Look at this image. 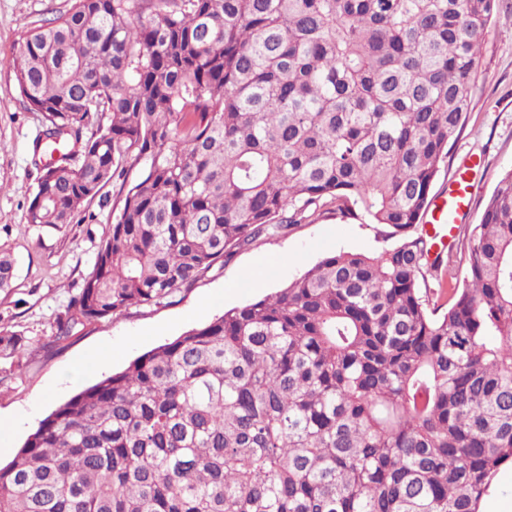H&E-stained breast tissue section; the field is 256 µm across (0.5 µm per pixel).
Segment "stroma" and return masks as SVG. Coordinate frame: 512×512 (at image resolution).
<instances>
[{
    "label": "stroma",
    "instance_id": "35a3bbf8",
    "mask_svg": "<svg viewBox=\"0 0 512 512\" xmlns=\"http://www.w3.org/2000/svg\"><path fill=\"white\" fill-rule=\"evenodd\" d=\"M71 0H0V250L13 254L16 277L0 292V324L25 336L24 367L0 382V416L15 426L0 463H8L39 422L58 405L122 371L131 361L175 339L186 330L210 322L225 310L276 292L336 251H380L382 228L325 213L288 234L259 241L238 251L217 275L200 280L159 308L132 309L99 320L54 350L44 347L51 324L77 295L95 255L122 205V186L133 183L140 167H131L124 182L107 184L86 207L82 223L55 230L27 224L26 209L41 171L32 146L43 116L21 97L10 60L23 30L65 12ZM473 106L463 132L440 167L432 194L440 196L457 177L475 186L467 223H479L484 204L499 177L512 169V12L501 11L489 28L479 74L471 86ZM259 277L245 280L251 270Z\"/></svg>",
    "mask_w": 512,
    "mask_h": 512
}]
</instances>
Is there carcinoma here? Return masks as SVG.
<instances>
[{"label":"carcinoma","instance_id":"cac0c4a2","mask_svg":"<svg viewBox=\"0 0 512 512\" xmlns=\"http://www.w3.org/2000/svg\"><path fill=\"white\" fill-rule=\"evenodd\" d=\"M500 0H72L10 65L42 113L26 223L143 164L53 348L334 208L392 229L71 397L0 512H478L512 463V169L460 255L415 232ZM14 261L0 252V291ZM26 340L0 326V358Z\"/></svg>","mask_w":512,"mask_h":512}]
</instances>
